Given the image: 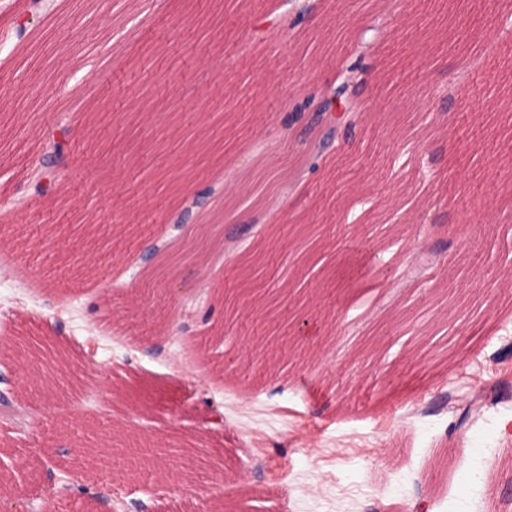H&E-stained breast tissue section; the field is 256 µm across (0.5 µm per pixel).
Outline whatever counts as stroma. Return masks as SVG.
Segmentation results:
<instances>
[{
    "mask_svg": "<svg viewBox=\"0 0 512 512\" xmlns=\"http://www.w3.org/2000/svg\"><path fill=\"white\" fill-rule=\"evenodd\" d=\"M467 12L321 0L276 35L268 0H54L43 44L0 45V464L23 465L49 512H101L52 494L72 477L120 512H182L168 476L131 468L128 443L197 447L200 485L222 484L208 504L226 512H512V227L498 221L512 216V89L490 69L505 38L462 36ZM374 16L388 33L350 160L302 176L314 134L291 136L297 176L265 286L303 271L318 316L299 324L279 297L261 319L240 302L235 262L261 234L245 196L216 199L221 234L204 266L173 269L181 292L168 294L141 250L173 239V198L252 166L288 101L333 79ZM101 44L112 62L99 74ZM73 58L104 117L71 110ZM441 114L447 138L417 139ZM60 123L63 181L44 200L29 177ZM19 336L69 342L67 390L25 386ZM478 393L497 401L458 425ZM108 437L101 479L72 450Z\"/></svg>",
    "mask_w": 512,
    "mask_h": 512,
    "instance_id": "stroma-1",
    "label": "stroma"
}]
</instances>
